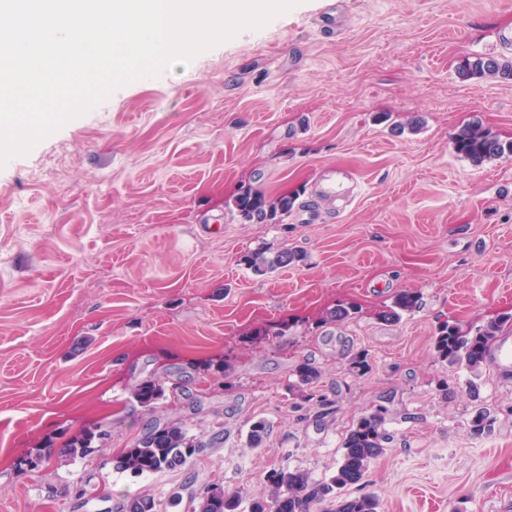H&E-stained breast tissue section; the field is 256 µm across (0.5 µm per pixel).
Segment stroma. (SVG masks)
Here are the masks:
<instances>
[{"label":"stroma","instance_id":"stroma-1","mask_svg":"<svg viewBox=\"0 0 512 512\" xmlns=\"http://www.w3.org/2000/svg\"><path fill=\"white\" fill-rule=\"evenodd\" d=\"M329 13L341 35L321 33ZM507 36L512 0H301L1 167L0 512L141 496L187 512L211 484L263 495L281 466L325 480L378 406L391 440L349 495L377 494L380 512H512V374L434 350L443 321L512 314V158L476 165L450 140L474 121L512 138V79L458 74L472 55L512 59ZM338 169L346 193L321 196ZM246 188L294 209L243 220L227 201ZM261 246L300 259L258 276L243 257ZM403 290L416 307L383 320ZM339 306L351 317L329 321ZM281 323L286 335L254 341ZM305 360L329 417L291 409ZM162 372L174 394L153 414L130 390ZM480 410L492 424L476 436ZM158 414L224 436L175 470L115 471L108 457ZM260 419L269 435L252 448ZM96 422L112 428L106 453L26 466ZM76 484L92 497H59Z\"/></svg>","mask_w":512,"mask_h":512}]
</instances>
